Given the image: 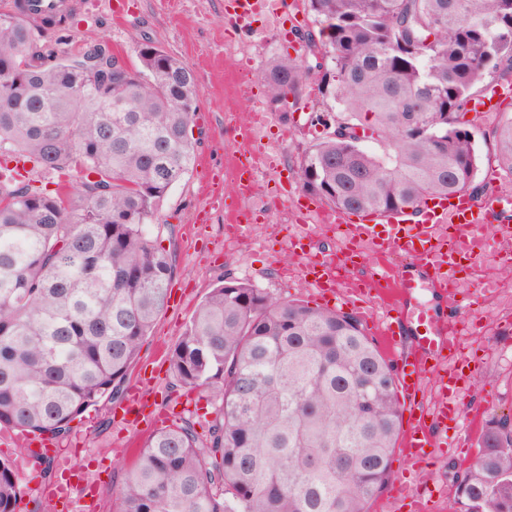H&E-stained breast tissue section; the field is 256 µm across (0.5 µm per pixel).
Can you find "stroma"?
<instances>
[{"label":"stroma","instance_id":"35a3bbf8","mask_svg":"<svg viewBox=\"0 0 512 512\" xmlns=\"http://www.w3.org/2000/svg\"><path fill=\"white\" fill-rule=\"evenodd\" d=\"M137 10L124 21H114L108 0H83L63 31L60 47L73 52L83 46L107 41L127 64L137 61V41L149 38L156 45L186 61L193 69L198 87V110L194 137L198 138V161L194 169L169 191L161 217L171 225V246L177 266L171 283L172 294L158 318L152 336L143 343L126 379V387L143 386L156 410L175 412L196 422L214 416L206 394L183 395L169 372L168 351L180 340L197 304L210 292L217 276L227 272L264 288L279 298L296 296L315 302L316 295L301 282H288L282 270L296 264V257L283 246L289 226L290 202L279 191L290 182L301 192L297 161L323 128L311 127V111L321 109L317 85H309L303 110L280 112L266 98L261 74L268 63L281 55H296L300 45L287 39L293 19L310 21L304 0H277L257 15L250 33L238 36L224 25L225 0H136ZM500 112L481 110L465 113L471 121L481 156L478 182H486V169L493 167V145L489 136L501 112L512 114V93L501 96ZM250 127L252 148L267 155V165L254 194L238 196L232 174L224 167L226 154L235 147L238 127ZM252 214L240 240L224 234L229 210ZM474 313L490 325L484 348L476 352L477 374L471 393L487 403L489 413L512 412V344L504 338L511 327L498 323L494 300L474 306ZM121 403H107L86 413L76 423L69 440L57 443L68 451L81 441L88 457H104L106 468L99 473L98 512H114L109 492L121 468L128 466L135 441L153 432L146 420L128 425L122 420ZM474 451L438 450L423 470H412L401 451L392 455L393 478L403 479L413 493L429 499L441 512H462L454 495V473L465 470Z\"/></svg>","mask_w":512,"mask_h":512}]
</instances>
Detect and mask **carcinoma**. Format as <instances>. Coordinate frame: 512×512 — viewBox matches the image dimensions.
Here are the masks:
<instances>
[{"label": "carcinoma", "mask_w": 512, "mask_h": 512, "mask_svg": "<svg viewBox=\"0 0 512 512\" xmlns=\"http://www.w3.org/2000/svg\"><path fill=\"white\" fill-rule=\"evenodd\" d=\"M303 57L274 58L270 103L334 130L298 161L303 189L380 216L435 197L488 193L459 115L487 77L512 82V0H308ZM118 55L112 99L78 112L85 56L0 10V428L62 441L124 397L164 310L176 255L159 221L192 169L198 89L151 41ZM293 96L287 102V96ZM512 175V115L492 131ZM175 387L219 403L205 437L181 418L143 440L113 485L119 512H370L392 481L402 405L395 368L355 313L274 298L224 273L168 354ZM465 512H512V415L486 420L455 475ZM17 467L0 458V512H19Z\"/></svg>", "instance_id": "1"}]
</instances>
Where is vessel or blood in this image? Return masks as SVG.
<instances>
[{"label": "vessel or blood", "instance_id": "b4317fda", "mask_svg": "<svg viewBox=\"0 0 512 512\" xmlns=\"http://www.w3.org/2000/svg\"><path fill=\"white\" fill-rule=\"evenodd\" d=\"M25 17L33 23L72 9V0H20ZM253 11L251 0H230L226 11L231 29H244ZM292 208L298 222L314 221L323 212L316 199L301 196ZM336 237L344 244L336 252L314 253L309 249L311 232L293 237L290 245L300 259V272L319 296H330L337 304L356 307L382 299L385 289L395 298L413 296L418 289L435 288L443 294L465 290L467 297L486 296L490 279L479 277V267L471 260V246L485 228L512 230V194L501 193L483 206L469 195L457 193L431 200L421 215L391 211L377 222L355 220L352 213L336 210L330 214ZM381 257L397 255L396 264L382 269L368 267L364 249ZM414 336L412 348H403L401 320H383L378 334L385 350L397 365L396 382L404 412L407 414L400 447L415 464H429L433 449L446 441L449 420L465 409L460 386L466 375L461 372L464 341L487 335L488 325L469 311L449 312L442 319L425 308L410 316ZM127 422L151 419L163 424L148 399L132 391L124 410ZM61 471L71 480L39 487L38 492L60 512H92L97 494L96 481L76 466L71 458L56 457Z\"/></svg>", "mask_w": 512, "mask_h": 512}]
</instances>
